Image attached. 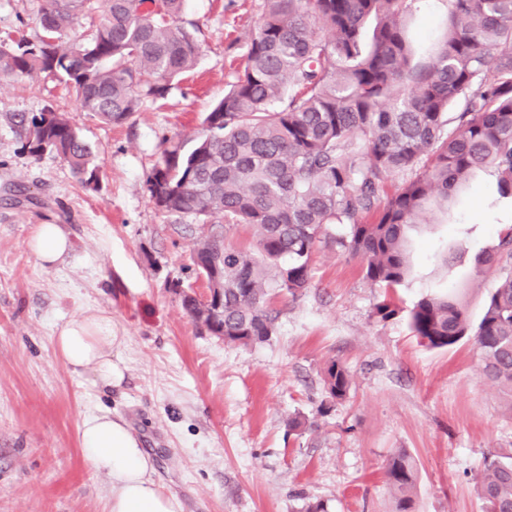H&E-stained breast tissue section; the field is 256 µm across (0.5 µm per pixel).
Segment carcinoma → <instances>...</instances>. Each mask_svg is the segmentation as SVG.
<instances>
[{"label": "carcinoma", "mask_w": 512, "mask_h": 512, "mask_svg": "<svg viewBox=\"0 0 512 512\" xmlns=\"http://www.w3.org/2000/svg\"><path fill=\"white\" fill-rule=\"evenodd\" d=\"M414 0H263L242 68L203 120L191 148L165 147L147 179L164 213L211 223L192 260L212 278L220 307L184 304L214 336L244 346L276 332L268 300L309 286L311 259L332 243L392 288L408 276L406 229L430 224L478 171L512 200V0H448L447 31L421 62L407 38ZM185 0H44L37 39L0 36V77L62 79L77 106L122 124L144 98L163 99L192 70L198 45L177 23ZM462 108L457 128L448 112ZM22 148L55 154L88 188L99 185L92 147L47 108L12 117ZM405 174L395 190L385 183ZM249 224L257 251L226 242L224 224ZM505 273L479 321L451 293L419 299L414 336L432 349L468 338L486 375L512 391V229L497 258ZM329 397L345 399L347 368L325 370ZM396 512H412L418 470L405 451L385 467ZM483 512H512V452H490L476 483Z\"/></svg>", "instance_id": "1"}]
</instances>
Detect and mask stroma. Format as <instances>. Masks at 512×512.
I'll return each mask as SVG.
<instances>
[{
  "instance_id": "1",
  "label": "stroma",
  "mask_w": 512,
  "mask_h": 512,
  "mask_svg": "<svg viewBox=\"0 0 512 512\" xmlns=\"http://www.w3.org/2000/svg\"><path fill=\"white\" fill-rule=\"evenodd\" d=\"M43 0H0V32L35 38ZM263 0H186L201 53L165 98L143 99L125 123L80 111L58 80L0 79V512H106L109 481L83 456V418L126 419L155 458L154 478L183 512H392L383 467L414 457V512H481L475 478L485 454L512 450V392L489 380L472 342L430 349L407 315L451 292L478 321L500 267L481 264L512 225L479 175L450 213L406 233L411 274L372 284L359 259L323 246L298 297L278 294L276 333L244 347L211 335L172 283L204 294L191 261L208 227L150 200L146 180L166 141L200 131L235 78ZM447 0H415L408 22L420 59L446 31ZM63 113L93 149L100 187L62 158L24 152L14 113ZM60 224L73 249L44 267L29 249L34 225ZM397 313L379 320L375 306ZM111 313L124 336L121 387L101 391L56 355L57 326L87 308ZM349 370L331 403L325 368Z\"/></svg>"
}]
</instances>
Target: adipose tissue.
Returning a JSON list of instances; mask_svg holds the SVG:
<instances>
[{
    "label": "adipose tissue",
    "instance_id": "obj_1",
    "mask_svg": "<svg viewBox=\"0 0 512 512\" xmlns=\"http://www.w3.org/2000/svg\"><path fill=\"white\" fill-rule=\"evenodd\" d=\"M29 247L42 265L52 267L69 253L71 242L61 225L39 224ZM123 342L111 314L98 309L58 326L52 338L55 353L71 371L91 373L94 385L104 390L124 379L122 361L112 358L113 347ZM77 443L93 468L109 479L107 512H183L180 500L154 482V460L122 416L109 411L85 416Z\"/></svg>",
    "mask_w": 512,
    "mask_h": 512
}]
</instances>
